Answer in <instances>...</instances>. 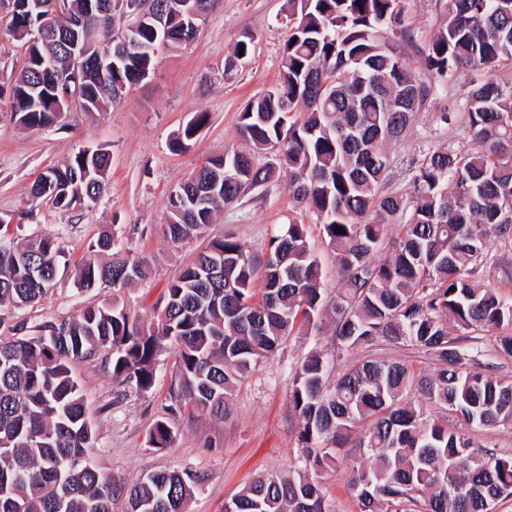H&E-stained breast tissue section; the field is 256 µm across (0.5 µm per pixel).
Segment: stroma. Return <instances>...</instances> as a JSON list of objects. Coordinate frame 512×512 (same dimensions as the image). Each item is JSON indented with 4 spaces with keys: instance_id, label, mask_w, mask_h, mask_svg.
<instances>
[{
    "instance_id": "obj_1",
    "label": "stroma",
    "mask_w": 512,
    "mask_h": 512,
    "mask_svg": "<svg viewBox=\"0 0 512 512\" xmlns=\"http://www.w3.org/2000/svg\"><path fill=\"white\" fill-rule=\"evenodd\" d=\"M405 6L406 36L392 33L388 39L399 46L417 82L435 87L428 104L388 145L393 162L384 190L408 196L424 153L471 148L465 105L473 74L467 71L442 84L422 59V48L448 20L446 0H405ZM290 25L287 0H221L192 41L159 49L149 77L119 103L100 112L72 113L66 122L45 130L20 126L9 96H0V229L18 241L53 237L67 260L47 298L15 311L14 319L31 326L57 322L114 295L108 288H77L73 278L90 245L105 233L152 266L148 280L117 294L126 311L145 324L154 321L155 304L168 284L209 239L231 233L248 252L260 255L291 220L309 225L327 285L335 287L332 252L313 217L292 203L283 169L267 185L216 212L200 237L174 244L165 235L171 190L212 156L249 150L237 130L240 114L250 100L275 85ZM246 38L251 41L248 58L225 70V59ZM445 110L456 119L443 128L436 117ZM198 112L206 113V125L174 149L178 133ZM100 147L109 152L111 164L107 188L94 204L63 211L47 200L32 202L31 188L42 173L79 151ZM476 281L512 297V238L491 240ZM313 348L335 359L340 372L370 357L401 360L424 372L436 366L431 355L408 344L381 341L341 353L331 329L295 334L238 383L233 414L219 420L187 405L171 410L175 350L160 358L155 384L146 393L121 386L105 359L77 361L72 372L96 432L88 454L129 486L159 470L195 476L198 482L186 512H224L225 503L256 476L285 475L301 466L297 418L289 406L291 371ZM160 419L175 431L167 448L149 443Z\"/></svg>"
}]
</instances>
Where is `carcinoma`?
I'll return each instance as SVG.
<instances>
[{
    "mask_svg": "<svg viewBox=\"0 0 512 512\" xmlns=\"http://www.w3.org/2000/svg\"><path fill=\"white\" fill-rule=\"evenodd\" d=\"M85 31L24 0L8 11L21 43L30 28L46 40L26 48L19 74L0 86L15 103L17 122L47 128L63 122L58 72L78 67L84 111L119 101L152 67L164 31L169 46L193 39L191 12L218 0H152L164 21H138L131 6L110 0ZM292 20L279 82L241 112L239 131L288 170L293 202L313 213L336 261V295L315 257L307 225L294 220L272 236L262 256L234 235L212 238L172 280L157 320L147 326L115 303L93 304L59 322L9 326L0 340V512H185L194 480L151 472L128 489L87 455L95 434L85 418L70 365L109 356L112 377L146 393L167 346L176 345L175 403L227 418L237 383L273 354L285 337L328 325L346 348L380 340L408 343L438 361L431 374L401 362L367 360L329 382L333 365L309 353L293 375L290 404L299 418L304 466L288 475H260L224 512H331L328 470L351 465L350 487L361 512H495L512 497V457L477 449L458 425L512 427V383L480 370L482 354L448 332L512 329V299L475 283L491 238L512 227V83L492 78L512 64V0H448V22L421 50L438 77L481 69L491 79L470 85L467 122L477 147L429 151L413 177V194L384 195L391 166L387 144L406 129L432 93L416 82L384 32L403 26V0H288ZM127 47L99 67L115 35ZM196 113L177 145L205 126ZM110 154L76 153L41 174L35 201L64 210L94 203L106 187ZM275 166L254 165L233 151L215 156L168 197L166 236L180 243L200 235L214 211L264 186ZM404 218L388 236L387 219ZM340 227L344 232L337 233ZM62 255L54 239L19 243L0 237V324L7 308L37 304L56 284ZM148 265L103 237L75 270V285L105 284L118 292L147 277ZM455 291H450V288ZM417 392L453 421L434 419L411 400ZM173 435L158 420L149 443L166 448Z\"/></svg>",
    "mask_w": 512,
    "mask_h": 512,
    "instance_id": "1",
    "label": "carcinoma"
}]
</instances>
